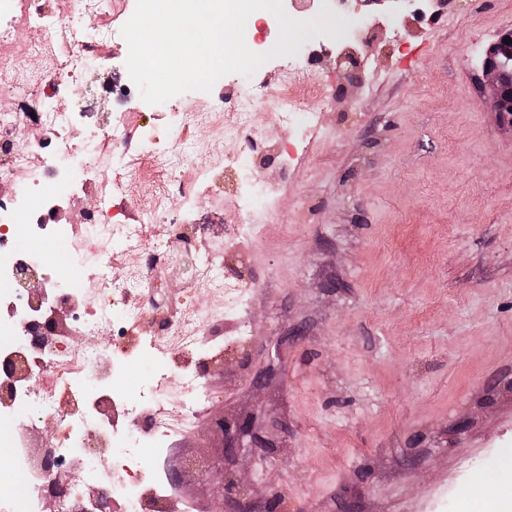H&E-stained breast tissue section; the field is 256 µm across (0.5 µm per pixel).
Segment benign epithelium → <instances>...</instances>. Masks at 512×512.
Here are the masks:
<instances>
[{"instance_id": "benign-epithelium-1", "label": "benign epithelium", "mask_w": 512, "mask_h": 512, "mask_svg": "<svg viewBox=\"0 0 512 512\" xmlns=\"http://www.w3.org/2000/svg\"><path fill=\"white\" fill-rule=\"evenodd\" d=\"M512 39V26L501 30L488 46L482 62V80L490 94L493 106L500 117L512 125V44H505V38ZM224 436V452L232 456L242 448H261L266 441L255 433L249 419L225 420L220 424ZM204 477L217 471L216 464L208 462L203 469L196 470L187 463L172 469L178 481H183L190 471ZM226 496L237 500L252 499L251 487L233 479H225Z\"/></svg>"}]
</instances>
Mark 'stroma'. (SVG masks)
I'll list each match as a JSON object with an SVG mask.
<instances>
[{"label": "stroma", "instance_id": "35a3bbf8", "mask_svg": "<svg viewBox=\"0 0 512 512\" xmlns=\"http://www.w3.org/2000/svg\"><path fill=\"white\" fill-rule=\"evenodd\" d=\"M361 27L354 51L318 36L304 44L323 77L312 132L283 122L279 69L233 73L150 110L126 103L130 147L143 132L166 141L168 115L251 99L278 159L260 178L274 189L248 219L254 241L228 248L215 272H250L247 302L209 329L220 342L236 321L246 336L206 367L211 402L160 460L223 462L256 499L280 512H512V128L480 84L481 61L512 26V0H349ZM128 45L91 68L95 98L81 134L106 121L112 88L129 82ZM222 201L195 212L202 238L239 221L234 177ZM253 418L274 444L266 461L225 457L217 422ZM223 477L179 488L193 512H218Z\"/></svg>", "mask_w": 512, "mask_h": 512}]
</instances>
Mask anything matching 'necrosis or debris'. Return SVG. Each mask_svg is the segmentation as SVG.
I'll return each instance as SVG.
<instances>
[{
  "label": "necrosis or debris",
  "instance_id": "1",
  "mask_svg": "<svg viewBox=\"0 0 512 512\" xmlns=\"http://www.w3.org/2000/svg\"><path fill=\"white\" fill-rule=\"evenodd\" d=\"M121 0H59L48 12L41 0H0V97H35L62 93L80 98L89 58L107 64L112 41L119 35L112 25ZM98 16L96 31L81 23L82 15ZM27 30L19 40V30ZM41 56V72L25 74L21 62ZM322 92L320 71L309 64L285 66L277 102L302 126L311 118L304 105ZM264 122L263 112H231L210 106L196 113L176 114L167 143L144 137L137 151L126 144L125 125L114 115L94 136L93 149L79 144L80 114L48 108L39 134L23 138L19 113L0 109V445L13 449L8 465L0 467V512H44L46 484L51 474L77 473L87 494L68 488L59 500L61 512H115L124 501L126 512H167L175 494L171 480H156L150 501L140 493L150 460L161 456L170 438L189 426L207 398L200 366L218 360L221 345L200 354L196 337L203 318L173 308L156 283L163 264L187 270L186 286L208 287L216 312L245 293L248 283L238 276L206 285L208 268L190 230L198 202L210 187V174L192 168L183 145L198 124L209 127L214 140L236 134V151L217 157L218 167L250 170L252 152ZM113 163L114 177L102 178L103 163ZM185 173L172 182L170 172ZM146 196L142 224L117 223L112 198L127 189ZM178 193L182 211L170 234L177 241L168 249L147 230L162 223L170 193ZM91 196L98 205L71 224L57 220L77 198ZM22 237L47 242L91 238V257L77 256L78 278L63 277L41 255L29 263L43 282L45 304L71 307L74 330L47 320L43 306L34 305L27 288L16 278L20 253L14 244ZM122 316L125 330L152 317L165 333L164 342L143 338L133 344H113L94 352L79 347L75 329L102 326L107 314ZM152 359L154 368L135 396L121 387L129 365ZM183 385L182 406L171 413L163 392L171 378ZM53 416L49 434L35 438L18 423L30 413ZM112 442L110 463L92 457L99 433Z\"/></svg>",
  "mask_w": 512,
  "mask_h": 512
}]
</instances>
